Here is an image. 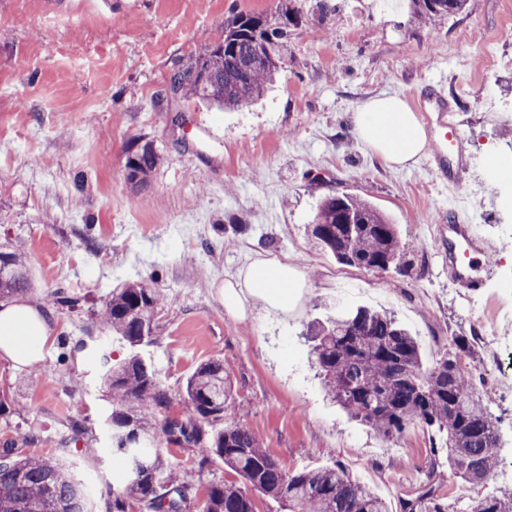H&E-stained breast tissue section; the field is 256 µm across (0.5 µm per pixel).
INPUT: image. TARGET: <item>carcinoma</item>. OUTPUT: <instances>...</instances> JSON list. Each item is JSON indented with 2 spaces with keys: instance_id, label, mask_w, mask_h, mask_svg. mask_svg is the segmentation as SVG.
Returning a JSON list of instances; mask_svg holds the SVG:
<instances>
[{
  "instance_id": "cac0c4a2",
  "label": "carcinoma",
  "mask_w": 512,
  "mask_h": 512,
  "mask_svg": "<svg viewBox=\"0 0 512 512\" xmlns=\"http://www.w3.org/2000/svg\"><path fill=\"white\" fill-rule=\"evenodd\" d=\"M415 12L441 21L463 12L467 0H411ZM288 22L270 25L255 14L224 22V39L197 55L195 66L175 73L173 86L190 98L234 111L264 96L273 82ZM161 163L148 146L128 157L129 180L137 184ZM311 236L345 266L367 270L397 265L401 242L396 225L371 201L348 194L323 199L310 224ZM25 249H0V299L30 287ZM164 296L151 284L132 281L116 289L98 315L100 323L132 348L148 344ZM313 355L329 395L353 417L390 441L410 424L435 431L445 455L434 456L430 475L446 467L473 491L467 512H512V494L488 495L499 448L498 427L476 393L462 361L473 341L454 336L448 352L423 367L416 339L386 312L358 310L317 332ZM103 382L112 409L106 418L112 452L127 462L123 485L108 490L106 512H129L132 503L149 512H186L196 478L210 456L243 480L212 484L202 512H257L248 489L277 502L285 512H393L390 503L351 479L336 465L314 470L282 468L256 434L227 413L230 376L219 361L207 362L187 379L180 421L162 414L170 403L154 367L140 354L112 365L103 360ZM23 443L0 441V512H89L87 492L72 460L62 454L34 456ZM199 447L197 469L167 473L162 448ZM401 512H448L438 487L428 482Z\"/></svg>"
}]
</instances>
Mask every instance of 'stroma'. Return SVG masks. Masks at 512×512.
Returning <instances> with one entry per match:
<instances>
[{
	"label": "stroma",
	"mask_w": 512,
	"mask_h": 512,
	"mask_svg": "<svg viewBox=\"0 0 512 512\" xmlns=\"http://www.w3.org/2000/svg\"><path fill=\"white\" fill-rule=\"evenodd\" d=\"M237 12L294 18L266 95L227 112L174 92L173 74L220 41ZM508 31L512 0H468L441 23L408 0H0V245L26 242L28 295L72 346L63 362L56 341L35 364L0 360V439L34 436L33 455L70 449L94 512H105L125 468L110 448L100 358L119 362L129 350L98 314L114 289L146 280L167 301L140 353L170 414L193 372L222 361L231 412L283 467L343 466L395 508L427 483L439 436L411 425L389 442L352 418L328 397L304 332L360 307L388 311L427 367L451 337H475L464 367L491 396L500 434L486 489L511 493L512 293L503 287L512 282V183L489 174L494 163L512 166ZM434 81L462 132L452 188L429 156L393 166L349 124L369 99L411 105ZM146 144L162 162L137 184L126 162ZM342 193L397 225L399 267L344 266L311 241L319 202ZM453 211L481 238L482 292L452 281L442 228ZM258 251L305 273L295 313L225 310V281ZM60 285L76 308L52 307ZM493 329L501 342L491 350L483 337Z\"/></svg>",
	"instance_id": "stroma-1"
}]
</instances>
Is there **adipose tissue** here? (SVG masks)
Returning <instances> with one entry per match:
<instances>
[{
  "instance_id": "ef3b65f1",
  "label": "adipose tissue",
  "mask_w": 512,
  "mask_h": 512,
  "mask_svg": "<svg viewBox=\"0 0 512 512\" xmlns=\"http://www.w3.org/2000/svg\"><path fill=\"white\" fill-rule=\"evenodd\" d=\"M354 134L387 162L406 167L424 153L427 135L416 114L398 97L368 101L353 113ZM305 275L298 266L275 258L256 257L239 274L238 282H225L224 306L244 315L248 299L262 302L265 312L288 313L296 306ZM52 333L47 314L27 298L0 302V359L30 365L41 359Z\"/></svg>"
}]
</instances>
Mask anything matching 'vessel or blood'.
<instances>
[{
  "instance_id": "1",
  "label": "vessel or blood",
  "mask_w": 512,
  "mask_h": 512,
  "mask_svg": "<svg viewBox=\"0 0 512 512\" xmlns=\"http://www.w3.org/2000/svg\"><path fill=\"white\" fill-rule=\"evenodd\" d=\"M421 111L435 117L438 133L429 144V152L449 184H456L460 160L458 145L461 131L458 124L448 118V101L436 91L421 94ZM478 235L474 225L468 224L461 214L448 219V260L456 284L473 292L481 291L485 280L479 272L475 257Z\"/></svg>"
}]
</instances>
